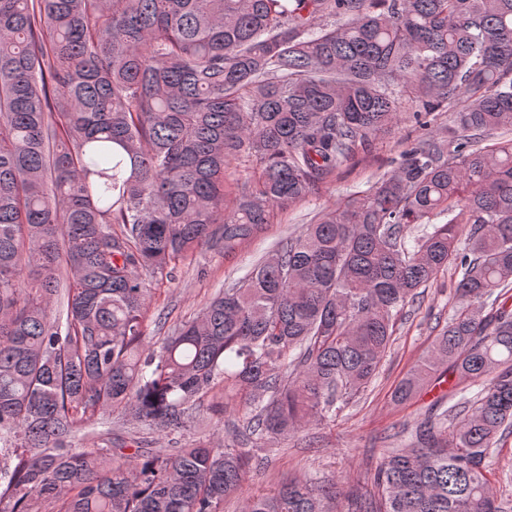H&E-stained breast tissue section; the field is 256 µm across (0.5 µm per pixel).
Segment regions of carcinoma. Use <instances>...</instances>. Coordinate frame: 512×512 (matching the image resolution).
Instances as JSON below:
<instances>
[{"label":"carcinoma","instance_id":"obj_1","mask_svg":"<svg viewBox=\"0 0 512 512\" xmlns=\"http://www.w3.org/2000/svg\"><path fill=\"white\" fill-rule=\"evenodd\" d=\"M406 99L425 133L393 170L147 341L153 286L318 193ZM510 131L512 0H0V512H344L247 473L375 379L450 267L458 305L393 398L453 384L361 512H508L486 473L512 429ZM205 397L242 416L230 443L72 447L114 411L179 434Z\"/></svg>","mask_w":512,"mask_h":512}]
</instances>
